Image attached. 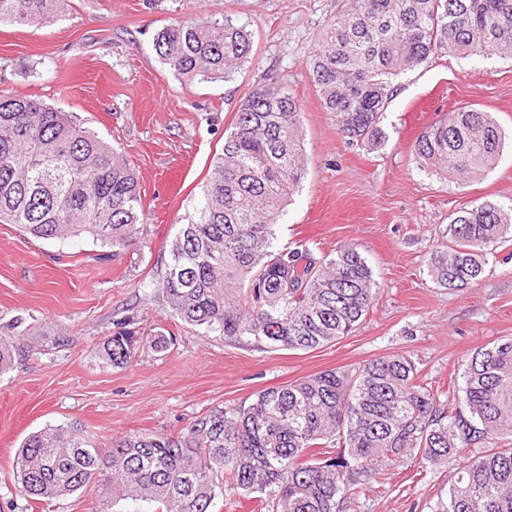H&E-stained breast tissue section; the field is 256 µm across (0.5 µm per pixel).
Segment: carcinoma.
<instances>
[{
	"label": "carcinoma",
	"mask_w": 512,
	"mask_h": 512,
	"mask_svg": "<svg viewBox=\"0 0 512 512\" xmlns=\"http://www.w3.org/2000/svg\"><path fill=\"white\" fill-rule=\"evenodd\" d=\"M67 0H0V23L40 26ZM157 55L187 80H225L252 51L230 20L163 28ZM449 53L512 55V0H344L322 31L309 72L339 131L376 145L392 79ZM300 106L275 82L239 105L158 282L183 322L229 340L310 351L349 334L368 314L378 284L366 259L345 247L318 264L276 247L274 228L306 173ZM504 135L488 112L460 108L424 128L418 165L460 179L489 170ZM0 223L44 240L82 235L118 255L144 223L135 170L65 112L0 94ZM512 238V204L483 201L449 216L448 245L433 254L432 281H476L486 257ZM169 339L120 329L102 358L122 367ZM24 355L0 337V373ZM462 401L442 403L402 354L327 370L265 389L247 406L216 410L177 436L138 434L105 452L75 431L45 428L17 457L24 491L55 498L103 476L112 501L155 512H211L216 488L266 495L267 512H341L404 456L448 463L477 444L437 512H512V338L475 349L464 363Z\"/></svg>",
	"instance_id": "1"
}]
</instances>
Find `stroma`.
Returning a JSON list of instances; mask_svg holds the SVG:
<instances>
[{
  "label": "stroma",
  "mask_w": 512,
  "mask_h": 512,
  "mask_svg": "<svg viewBox=\"0 0 512 512\" xmlns=\"http://www.w3.org/2000/svg\"><path fill=\"white\" fill-rule=\"evenodd\" d=\"M343 0H68L40 27L0 24V93L69 113L137 170L143 230L112 256L87 237L40 240L0 224V336L25 356L0 373V512H132L100 484L42 503L17 478L16 454L47 427L81 432L95 447L134 434L176 435L215 410L330 369L403 354L441 402L460 399L461 363L474 349L512 336V241L487 257L479 280L435 285L433 253L448 241V216L475 202L512 204V58L450 54L392 81L369 149L345 137L323 108L308 60ZM231 20L252 35L247 63L231 80L189 81L163 63L154 40L181 20ZM276 81L301 106L307 170L276 228L278 247L315 258L351 245L378 283L366 318L313 351L234 342L186 324L157 282L171 240L192 210L235 113L253 88ZM491 113L504 145L495 167L459 181L415 161L419 133L446 112ZM173 333L163 353L144 347L126 366L99 350L118 323ZM420 458L391 463L384 480L348 499L343 512H435L457 471Z\"/></svg>",
  "instance_id": "1"
}]
</instances>
